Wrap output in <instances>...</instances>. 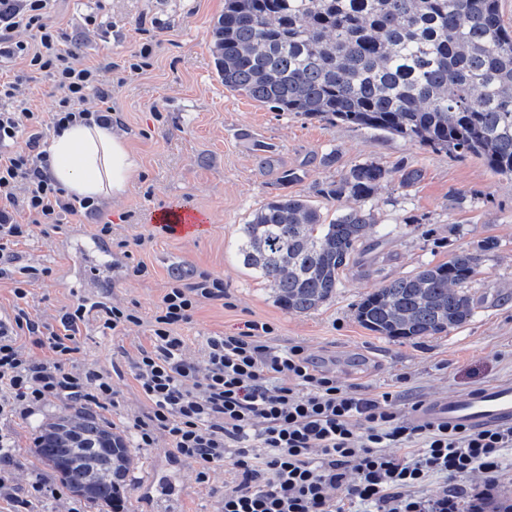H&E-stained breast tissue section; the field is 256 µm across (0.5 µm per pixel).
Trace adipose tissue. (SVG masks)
Listing matches in <instances>:
<instances>
[{"instance_id":"ef3b65f1","label":"adipose tissue","mask_w":512,"mask_h":512,"mask_svg":"<svg viewBox=\"0 0 512 512\" xmlns=\"http://www.w3.org/2000/svg\"><path fill=\"white\" fill-rule=\"evenodd\" d=\"M47 150L51 177L79 198L122 196L138 169L125 141L95 124H75L53 135Z\"/></svg>"}]
</instances>
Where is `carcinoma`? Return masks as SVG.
Here are the masks:
<instances>
[{
    "instance_id": "1",
    "label": "carcinoma",
    "mask_w": 512,
    "mask_h": 512,
    "mask_svg": "<svg viewBox=\"0 0 512 512\" xmlns=\"http://www.w3.org/2000/svg\"><path fill=\"white\" fill-rule=\"evenodd\" d=\"M224 87L330 124L379 130L435 151L482 159L512 178V28L499 0H224L213 27ZM422 169L376 161L351 166L318 194L347 202L330 219L288 192L302 180L276 173V193L243 225L236 256L294 315L319 310L341 274L363 265L381 186H415ZM495 242L385 281L357 304L368 330L390 338L435 336L466 324L468 284ZM35 455L88 501L127 500L134 460L127 438L89 408L65 407L41 426Z\"/></svg>"
}]
</instances>
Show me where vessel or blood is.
<instances>
[{"label": "vessel or blood", "mask_w": 512, "mask_h": 512, "mask_svg": "<svg viewBox=\"0 0 512 512\" xmlns=\"http://www.w3.org/2000/svg\"><path fill=\"white\" fill-rule=\"evenodd\" d=\"M156 223L168 224L178 232H188L204 223L203 215L170 209L155 217ZM428 420L484 427L512 423V381L491 385L476 393L457 394L431 401L424 409Z\"/></svg>", "instance_id": "1"}]
</instances>
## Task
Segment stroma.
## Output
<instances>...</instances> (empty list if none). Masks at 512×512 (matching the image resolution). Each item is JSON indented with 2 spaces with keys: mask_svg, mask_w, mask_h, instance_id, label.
<instances>
[{
  "mask_svg": "<svg viewBox=\"0 0 512 512\" xmlns=\"http://www.w3.org/2000/svg\"><path fill=\"white\" fill-rule=\"evenodd\" d=\"M223 12L224 0H106L101 27L82 44L84 59L108 55L116 62L142 44L152 46L148 67L111 75L112 127L139 169L121 197L102 200L101 215L48 236L35 233L22 252L26 262L54 268L51 277L31 287L33 311L54 316L85 295L137 305L144 317L141 325L118 334L90 329L81 338L79 363L112 372L114 401L100 407L102 418L122 432L132 415L145 411L127 363L148 345V319L178 269L224 280L223 303L200 304L192 321L178 329L190 357L201 358L209 336L238 332L248 320L263 322L272 328L273 345L305 347L358 393H396L398 411L411 422L419 418L412 401L427 403L512 381V179L475 157L277 112L226 89L212 51L213 25ZM262 145L283 166L303 170L290 192L325 212L337 205L317 195V188L355 164L373 160L390 169L413 165L423 171L414 187L393 182L373 200L370 236L383 238V245L368 254L364 267L344 271L335 296L309 315L282 310L270 289L236 258L242 224L273 191V177L260 161ZM331 151L335 163L321 164V156ZM461 196L466 203L460 207ZM174 206L205 212L209 222L185 235L154 223L158 211ZM105 217L112 221L113 240L139 236L145 243L130 259L113 250L118 270L92 283L83 257ZM489 239L497 247L469 286L478 307L466 325L436 336L396 339L357 322V303L383 281L447 261L459 251L478 250ZM138 262L146 265L145 275L134 274ZM67 405L52 399L23 418L0 415V432L11 435L20 450L18 488L36 479L57 484L31 449L41 422ZM134 455L128 512H149L143 494L148 487L172 512H216L224 493L223 468H214L209 481L200 483L195 466L166 443L135 449Z\"/></svg>",
  "mask_w": 512,
  "mask_h": 512,
  "instance_id": "1",
  "label": "stroma"
}]
</instances>
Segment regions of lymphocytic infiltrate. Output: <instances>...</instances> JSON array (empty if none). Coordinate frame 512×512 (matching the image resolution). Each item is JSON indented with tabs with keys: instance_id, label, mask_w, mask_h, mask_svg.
Instances as JSON below:
<instances>
[{
	"instance_id": "f902f5d3",
	"label": "lymphocytic infiltrate",
	"mask_w": 512,
	"mask_h": 512,
	"mask_svg": "<svg viewBox=\"0 0 512 512\" xmlns=\"http://www.w3.org/2000/svg\"><path fill=\"white\" fill-rule=\"evenodd\" d=\"M52 0H0V281L12 284L10 312L0 314V414L26 416L49 399L103 406L112 374L78 364L88 327L104 335L140 325L137 307L77 299L53 318L29 310L26 280L51 267L22 265L19 244L32 229H59L99 213L91 198L66 194L48 171L47 137L75 122L112 124L111 60L79 62L78 35L51 18ZM49 81L50 111L31 102ZM224 299L222 279L204 273L174 277L150 320V344L129 373L148 404L130 420L137 447L166 443L195 463L200 478L230 462L232 479L218 512H486L506 471L512 424L472 429L445 421L408 423L395 396L367 397L339 384L304 349L269 344L265 323L235 335L208 337L203 361L187 357L178 328L205 301ZM48 350L47 358L34 349ZM16 455L0 435V498L31 512L54 496L34 482L14 490ZM481 481L459 491L425 487L436 475Z\"/></svg>"
}]
</instances>
